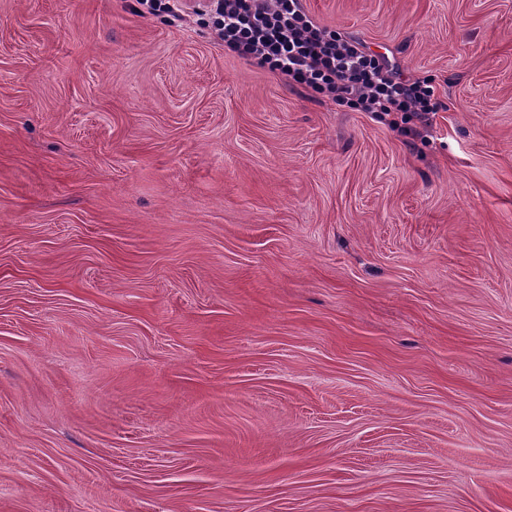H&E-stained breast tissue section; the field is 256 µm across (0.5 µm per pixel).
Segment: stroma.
I'll return each instance as SVG.
<instances>
[{
  "mask_svg": "<svg viewBox=\"0 0 512 512\" xmlns=\"http://www.w3.org/2000/svg\"><path fill=\"white\" fill-rule=\"evenodd\" d=\"M135 0H0V512H512V0H304L405 135Z\"/></svg>",
  "mask_w": 512,
  "mask_h": 512,
  "instance_id": "35a3bbf8",
  "label": "stroma"
}]
</instances>
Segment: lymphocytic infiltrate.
Segmentation results:
<instances>
[{"mask_svg": "<svg viewBox=\"0 0 512 512\" xmlns=\"http://www.w3.org/2000/svg\"><path fill=\"white\" fill-rule=\"evenodd\" d=\"M225 49L288 83L379 118L396 114L410 135L438 111L429 82L401 77L385 58L330 31L302 0H199Z\"/></svg>", "mask_w": 512, "mask_h": 512, "instance_id": "obj_1", "label": "lymphocytic infiltrate"}]
</instances>
